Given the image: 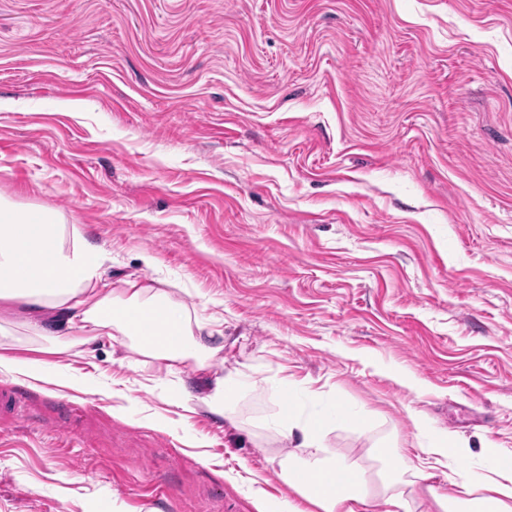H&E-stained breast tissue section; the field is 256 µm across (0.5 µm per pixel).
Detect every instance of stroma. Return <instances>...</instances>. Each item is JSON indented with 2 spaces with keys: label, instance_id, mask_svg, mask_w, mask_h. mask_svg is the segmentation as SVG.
Returning a JSON list of instances; mask_svg holds the SVG:
<instances>
[{
  "label": "stroma",
  "instance_id": "35a3bbf8",
  "mask_svg": "<svg viewBox=\"0 0 512 512\" xmlns=\"http://www.w3.org/2000/svg\"><path fill=\"white\" fill-rule=\"evenodd\" d=\"M0 195L224 332L0 376V512H280L290 407L363 468L414 412L512 458V0H0ZM230 372L237 428L171 405Z\"/></svg>",
  "mask_w": 512,
  "mask_h": 512
}]
</instances>
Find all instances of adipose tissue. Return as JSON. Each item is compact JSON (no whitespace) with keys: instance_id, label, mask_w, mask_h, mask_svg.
<instances>
[{"instance_id":"adipose-tissue-1","label":"adipose tissue","mask_w":512,"mask_h":512,"mask_svg":"<svg viewBox=\"0 0 512 512\" xmlns=\"http://www.w3.org/2000/svg\"><path fill=\"white\" fill-rule=\"evenodd\" d=\"M108 260L79 225L65 223L53 209L22 212L0 197V308H22L30 334L44 341L34 357L1 353L0 374L49 382L50 357L91 347L103 336L129 337L142 356L169 370L184 362L207 367L221 350L214 330L193 321L188 307L164 289L136 278L111 284ZM241 388V375L218 376L203 394L185 388L173 403L187 412L201 404L223 419ZM275 428L301 448L279 462L284 483L302 501L294 512H369L375 496L367 471L327 448L318 421L286 415ZM422 452L411 466L392 452L389 482L397 490L384 497L385 512H410L405 483L428 512H512V462L492 444L483 446L485 465L478 470L463 464L469 448L445 436L431 437Z\"/></svg>"}]
</instances>
